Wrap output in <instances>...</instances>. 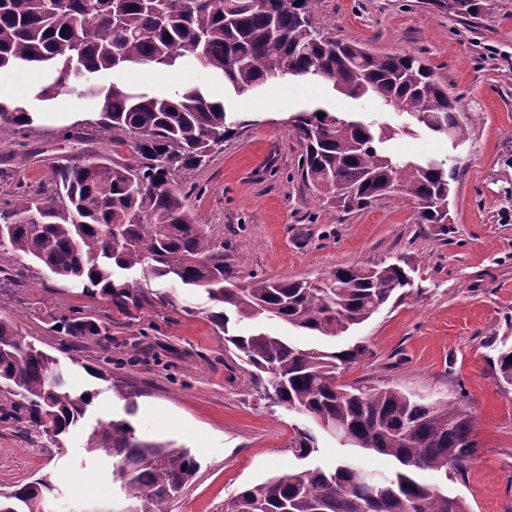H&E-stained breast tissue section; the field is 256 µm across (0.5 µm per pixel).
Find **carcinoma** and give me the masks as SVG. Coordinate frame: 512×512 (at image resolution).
I'll return each mask as SVG.
<instances>
[{"label": "carcinoma", "mask_w": 512, "mask_h": 512, "mask_svg": "<svg viewBox=\"0 0 512 512\" xmlns=\"http://www.w3.org/2000/svg\"><path fill=\"white\" fill-rule=\"evenodd\" d=\"M318 0H0V76L18 66L46 67L51 81L37 93L47 101L60 91L89 92L103 99L92 118L63 130L68 139L87 129L114 145L133 140L132 153L115 159L82 153L55 166L36 185L20 183L0 199V246L8 258H23L106 300L133 317L152 304L149 292L116 271H141L173 288H202L214 310L209 317L224 346L253 367L254 385L274 403L307 418L297 431L294 455L319 451L316 433L338 432L340 445L392 458L394 476L376 483L361 477L351 457L330 470L319 466L271 478L238 493L224 512H468L465 502L424 472L448 480L477 453L475 418L457 403L423 402L398 389L367 393L339 385V370L363 357L355 344L339 351L298 346L287 337L257 330L236 333L231 321L260 314L313 336L337 337L362 325L399 289L411 285V267L400 263L338 267L317 282L257 279L242 288L224 285V236L205 228L190 205L195 188L176 176L205 165L234 134L224 103L199 85L172 97L137 92L121 80L138 66L173 71L194 62L238 93L286 77L332 83L351 99L370 97L407 114L424 131L467 139L459 99L448 95L431 67L413 54L380 55L360 43L337 40L312 22ZM428 8L475 18L484 0H425ZM110 73L108 87L90 84ZM22 102L0 101V141L22 136L36 119ZM293 128L305 151L299 170L317 195L343 212L366 207L393 192L418 205L417 223L448 231L450 202L460 168L448 159L412 158L390 152L397 134L388 124L338 112H305ZM25 152L0 163L9 177L27 166ZM121 226L128 245L114 249L109 230ZM55 332L78 340H104L107 323L70 309L55 320ZM13 322L0 317V420L45 434L57 444L85 418L94 395L67 381L50 383L54 356L27 344ZM502 381L512 385V348L498 357ZM88 449L118 459L115 476L131 499L164 512L195 475L188 448L140 440L124 420L98 421ZM54 485L47 478L0 494V512H40Z\"/></svg>", "instance_id": "1"}]
</instances>
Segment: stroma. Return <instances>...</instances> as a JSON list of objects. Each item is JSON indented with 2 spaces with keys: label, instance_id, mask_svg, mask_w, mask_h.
Returning <instances> with one entry per match:
<instances>
[{
  "label": "stroma",
  "instance_id": "stroma-1",
  "mask_svg": "<svg viewBox=\"0 0 512 512\" xmlns=\"http://www.w3.org/2000/svg\"><path fill=\"white\" fill-rule=\"evenodd\" d=\"M313 21L330 36L377 54L419 55L447 82L449 95L459 97L469 141L447 234L416 223L417 206L405 195L343 213L314 198L300 176L302 147L291 120L315 107L381 112L400 130L390 143L394 153L447 156L446 137L402 133L405 115L325 84L288 79L271 82L261 94L238 96L196 64L166 79L141 66L122 80L167 95L199 83L234 111L236 134L206 165L183 175L196 187L191 204L202 222L224 235L234 282L314 279L339 266L407 259L412 286L359 328L329 341L336 350L358 341L367 347L363 359L340 370L338 381L464 403L477 420L479 449L465 473L449 475L448 494L461 498L468 512H512V386L499 381L497 365L500 350L512 347V203L504 199L512 190V0H488L487 9L468 20L432 12L420 0H319ZM41 81L30 70L0 77L40 114L24 140L0 142V156L19 148L31 154L19 173L27 183L72 156L59 128L101 107L100 98L67 93L34 100ZM175 296L174 304L157 300L129 318L35 264L18 285L0 280V315L57 357L74 384L95 392L84 423L58 447L0 421L1 489L45 476L58 488L50 512H124L129 501L113 477V458L86 448L96 420L125 417V402L112 388L116 381L138 394L129 417L138 437L189 448L200 464L167 512H224L244 487L301 468L291 442L303 420L260 399L249 383V365L225 350L204 293L179 288ZM71 307L108 322L110 340L55 333L54 315ZM102 367L111 380L90 377V369Z\"/></svg>",
  "mask_w": 512,
  "mask_h": 512
}]
</instances>
